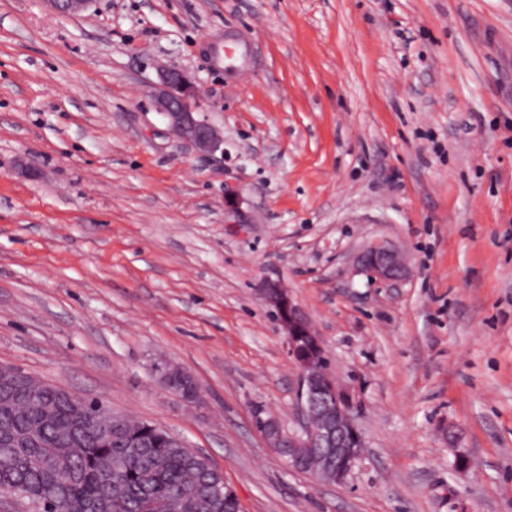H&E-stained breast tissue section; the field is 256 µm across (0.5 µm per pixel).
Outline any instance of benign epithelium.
<instances>
[{
    "label": "benign epithelium",
    "mask_w": 512,
    "mask_h": 512,
    "mask_svg": "<svg viewBox=\"0 0 512 512\" xmlns=\"http://www.w3.org/2000/svg\"><path fill=\"white\" fill-rule=\"evenodd\" d=\"M53 9L75 14L89 0H45ZM156 110L168 127L200 154L213 156L224 152V137L199 116L202 108L196 83L188 73L171 65L160 72L153 92ZM359 273L372 284L391 287L407 275L403 257L389 245L377 242L366 247L357 258ZM260 298L279 315L288 357L299 373L298 399L303 422L293 432L285 431L272 417L261 419L259 426L270 447L278 454L288 453L287 464L297 470L320 467L322 477L337 484L347 482L361 460L365 437L353 413L352 402L344 389L328 373L314 370V362L323 350L303 310L280 282L264 279L258 286ZM0 384L10 387L25 384L24 373L0 364ZM124 415L103 408V416L94 419L98 434L112 438L113 427Z\"/></svg>",
    "instance_id": "obj_1"
}]
</instances>
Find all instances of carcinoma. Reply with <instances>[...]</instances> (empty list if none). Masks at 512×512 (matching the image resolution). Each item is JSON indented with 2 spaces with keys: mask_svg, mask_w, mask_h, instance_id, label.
<instances>
[{
  "mask_svg": "<svg viewBox=\"0 0 512 512\" xmlns=\"http://www.w3.org/2000/svg\"><path fill=\"white\" fill-rule=\"evenodd\" d=\"M40 406L51 417L37 424L30 410L8 406L0 396V435L21 439L40 427L36 447H0V496L28 494L57 512H240L230 496H216L218 470L207 458L172 445L148 421L126 419L103 441L83 426L57 388L36 383Z\"/></svg>",
  "mask_w": 512,
  "mask_h": 512,
  "instance_id": "carcinoma-1",
  "label": "carcinoma"
}]
</instances>
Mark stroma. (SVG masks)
Instances as JSON below:
<instances>
[{
	"label": "stroma",
	"instance_id": "1",
	"mask_svg": "<svg viewBox=\"0 0 512 512\" xmlns=\"http://www.w3.org/2000/svg\"><path fill=\"white\" fill-rule=\"evenodd\" d=\"M168 65L223 159L156 111ZM374 242L397 287L358 272ZM267 277L351 396L345 484L255 425L301 420ZM0 364L179 435L242 512H512V0H0ZM358 271L372 284L391 287L407 275L403 257L389 245L377 242L366 247L357 258Z\"/></svg>",
	"mask_w": 512,
	"mask_h": 512
}]
</instances>
